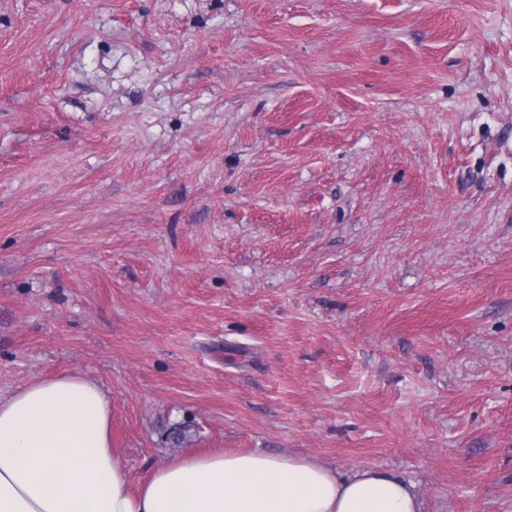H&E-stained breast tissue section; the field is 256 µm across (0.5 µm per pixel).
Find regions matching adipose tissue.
<instances>
[{
  "label": "adipose tissue",
  "mask_w": 512,
  "mask_h": 512,
  "mask_svg": "<svg viewBox=\"0 0 512 512\" xmlns=\"http://www.w3.org/2000/svg\"><path fill=\"white\" fill-rule=\"evenodd\" d=\"M0 512H422L411 482L305 457L194 452L131 482L112 399L65 373L0 397Z\"/></svg>",
  "instance_id": "1"
}]
</instances>
